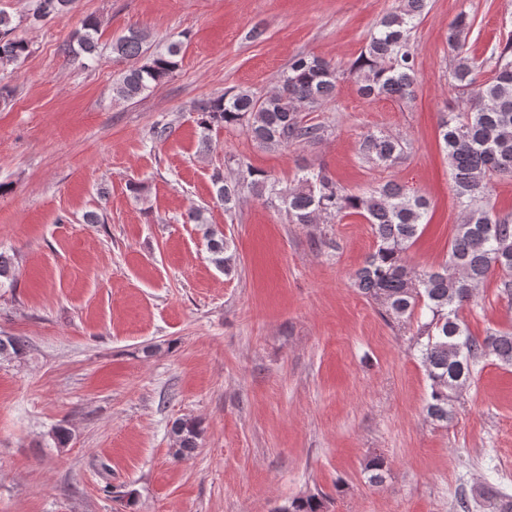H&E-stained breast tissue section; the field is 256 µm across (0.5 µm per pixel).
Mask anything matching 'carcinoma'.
<instances>
[{
    "label": "carcinoma",
    "mask_w": 512,
    "mask_h": 512,
    "mask_svg": "<svg viewBox=\"0 0 512 512\" xmlns=\"http://www.w3.org/2000/svg\"><path fill=\"white\" fill-rule=\"evenodd\" d=\"M378 28L370 32L360 56L349 69L358 91L366 97L409 100L418 84L410 37L427 0H401ZM75 0H35L32 18L43 21L69 13ZM470 22L461 13L452 23L448 42L452 50V78L465 98L457 112H450L438 126L439 140L448 158L462 221L448 245L439 268L417 273L408 266L406 252L425 224L429 202L408 195L395 182L363 193L341 187L323 168L306 169L294 188L279 189L267 173L245 162L238 163L237 179L227 181L213 174L216 199L230 211L244 191L270 204L280 202L294 224H315L323 216L355 214L370 224L375 249L354 273L358 291L375 302L382 314L397 322L418 319L415 347L430 380L425 412L428 418L446 423L455 402L467 388L474 363L493 355L512 365V331L490 330L480 339L460 318L459 311L485 281L491 269L501 272L500 296L512 304V220L497 215L487 200L491 181L512 175V42L500 50L494 76L477 83L479 64L467 50ZM99 23L83 21L71 36L69 49L89 59L98 53ZM148 35L131 29L112 43V52L125 58H144L137 68L112 84L113 98L133 101L162 84L178 67L181 43L149 51ZM29 45L15 36L12 16L0 9V66L27 58ZM340 79L336 64L311 54H299L289 63L278 86L267 96L248 89L230 90L199 103L194 112L202 139L216 127L239 126L259 144L284 147L322 140L325 127L308 124L301 113L332 100ZM362 155L378 164L394 165L405 152L402 139L392 134L368 133L361 143ZM208 249L214 263L231 267L230 242L221 231L206 228ZM177 448L184 457L198 448L199 424L181 419L171 426ZM369 480L383 482L384 458L367 461ZM483 512H512V497L493 491L483 494ZM323 501L299 496L288 501V512H323Z\"/></svg>",
    "instance_id": "carcinoma-1"
}]
</instances>
